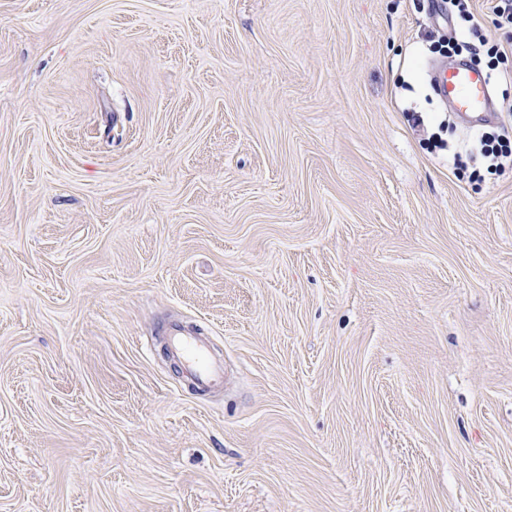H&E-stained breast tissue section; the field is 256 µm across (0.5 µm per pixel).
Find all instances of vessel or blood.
<instances>
[{"label":"vessel or blood","mask_w":512,"mask_h":512,"mask_svg":"<svg viewBox=\"0 0 512 512\" xmlns=\"http://www.w3.org/2000/svg\"><path fill=\"white\" fill-rule=\"evenodd\" d=\"M434 82L437 94L448 102L468 127L475 128L481 124L490 103V80L482 70L458 61L437 68ZM171 347L197 385L209 387L223 383V370L212 362L198 340L176 334L171 339Z\"/></svg>","instance_id":"obj_1"}]
</instances>
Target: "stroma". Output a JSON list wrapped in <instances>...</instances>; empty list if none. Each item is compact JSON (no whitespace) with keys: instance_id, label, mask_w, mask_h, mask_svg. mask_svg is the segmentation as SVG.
<instances>
[{"instance_id":"stroma-1","label":"stroma","mask_w":512,"mask_h":512,"mask_svg":"<svg viewBox=\"0 0 512 512\" xmlns=\"http://www.w3.org/2000/svg\"><path fill=\"white\" fill-rule=\"evenodd\" d=\"M468 28L0 0V512H512V165L426 70ZM171 347L197 385L209 387L223 384V370L212 362L205 347L198 340L175 334L171 339Z\"/></svg>"}]
</instances>
